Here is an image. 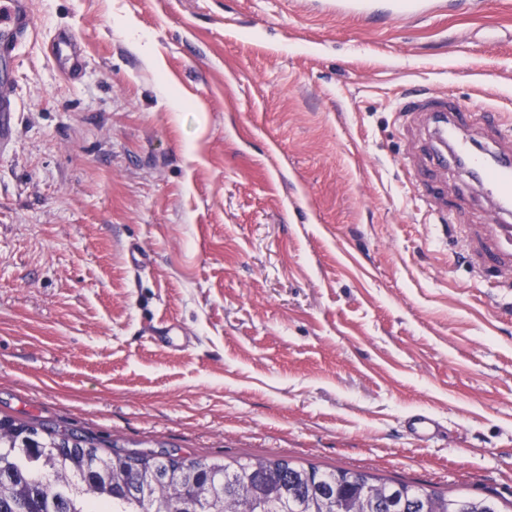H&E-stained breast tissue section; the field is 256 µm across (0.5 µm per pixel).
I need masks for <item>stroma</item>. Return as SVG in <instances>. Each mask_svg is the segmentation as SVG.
<instances>
[{"label": "stroma", "instance_id": "1", "mask_svg": "<svg viewBox=\"0 0 512 512\" xmlns=\"http://www.w3.org/2000/svg\"><path fill=\"white\" fill-rule=\"evenodd\" d=\"M31 2L0 154V415L512 500V309L468 258L494 207L399 110L412 86L447 97L500 150L483 114L512 125V0ZM59 28L90 54L74 85L45 55ZM170 320L184 349L150 335ZM417 409L445 427L426 444ZM404 425L407 432L420 442L434 439L443 427L437 417L426 410H417L408 415Z\"/></svg>", "mask_w": 512, "mask_h": 512}]
</instances>
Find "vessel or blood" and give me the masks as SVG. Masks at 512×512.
Listing matches in <instances>:
<instances>
[{
	"label": "vessel or blood",
	"instance_id": "b4317fda",
	"mask_svg": "<svg viewBox=\"0 0 512 512\" xmlns=\"http://www.w3.org/2000/svg\"><path fill=\"white\" fill-rule=\"evenodd\" d=\"M37 27L33 17L31 0H0V153L10 150L16 138V95L10 70L18 65L22 47L34 40ZM49 58L59 74L66 80L79 79L90 60L74 32L56 31L50 40ZM403 111H425L434 115L433 134L444 148L436 152L434 160L439 165L448 162L467 164L475 171L477 180L490 198L512 202V154L496 156L494 163H485L480 151L458 131L469 121L465 112H452L443 97L408 101ZM493 274L507 284L506 297L512 302V225L490 224L486 227V239L476 265L477 276ZM408 433L418 441L434 439L442 424L432 413L418 410L404 420Z\"/></svg>",
	"mask_w": 512,
	"mask_h": 512
}]
</instances>
